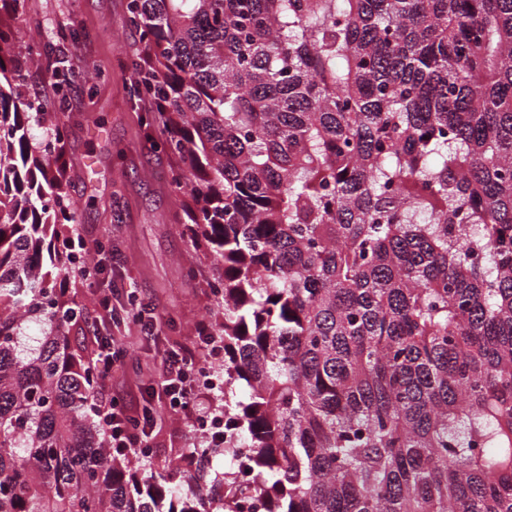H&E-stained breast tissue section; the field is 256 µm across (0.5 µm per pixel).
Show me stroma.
<instances>
[{"instance_id":"35a3bbf8","label":"stroma","mask_w":512,"mask_h":512,"mask_svg":"<svg viewBox=\"0 0 512 512\" xmlns=\"http://www.w3.org/2000/svg\"><path fill=\"white\" fill-rule=\"evenodd\" d=\"M0 21L39 40L78 25L81 37L66 44L72 87L64 115L69 135L62 148L68 192L76 225L87 241L110 251L103 259V287L124 306L129 296L155 308L159 336L143 337L127 320L119 345L125 356L108 383L132 410H141L146 389L154 384L163 349L189 342L197 322L215 318L216 299L209 288L210 261L187 230L182 199L169 187L182 159L157 148L162 124H148L149 101L132 99L127 59L142 52L139 33L130 24L127 0H23L16 15ZM55 58L43 55L28 67L24 91L34 107L53 108L50 80ZM153 430L159 446L152 470L177 464L198 442L200 425H179L158 414Z\"/></svg>"}]
</instances>
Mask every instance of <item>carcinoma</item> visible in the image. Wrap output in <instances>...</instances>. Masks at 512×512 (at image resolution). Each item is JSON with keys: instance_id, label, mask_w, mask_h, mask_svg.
<instances>
[{"instance_id": "obj_1", "label": "carcinoma", "mask_w": 512, "mask_h": 512, "mask_svg": "<svg viewBox=\"0 0 512 512\" xmlns=\"http://www.w3.org/2000/svg\"><path fill=\"white\" fill-rule=\"evenodd\" d=\"M224 300V512H512V0H129ZM0 52V512H208L101 458L68 126ZM60 103L68 68L51 74Z\"/></svg>"}]
</instances>
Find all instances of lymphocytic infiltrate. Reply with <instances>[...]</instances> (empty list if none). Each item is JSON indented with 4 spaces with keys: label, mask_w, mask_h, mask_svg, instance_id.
<instances>
[{
    "label": "lymphocytic infiltrate",
    "mask_w": 512,
    "mask_h": 512,
    "mask_svg": "<svg viewBox=\"0 0 512 512\" xmlns=\"http://www.w3.org/2000/svg\"><path fill=\"white\" fill-rule=\"evenodd\" d=\"M221 350L208 323H199L193 341L162 353V375L157 391L148 399L142 416H133L125 403L102 392L94 397L97 415L105 428L106 454L122 457H152L153 414L163 410L186 422H199L205 407L198 374L208 360Z\"/></svg>",
    "instance_id": "lymphocytic-infiltrate-1"
}]
</instances>
